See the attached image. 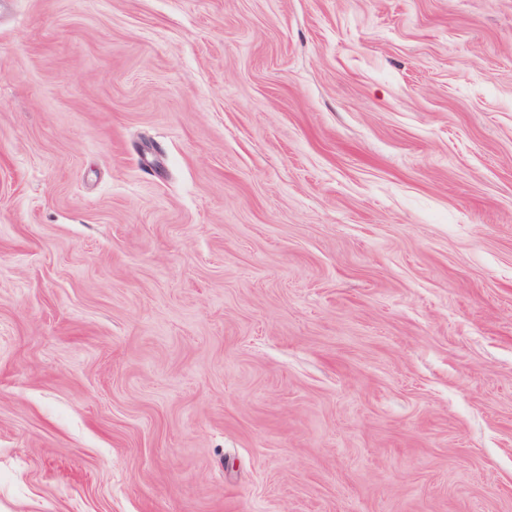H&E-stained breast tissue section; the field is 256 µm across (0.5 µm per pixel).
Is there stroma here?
<instances>
[{"label":"stroma","instance_id":"obj_1","mask_svg":"<svg viewBox=\"0 0 512 512\" xmlns=\"http://www.w3.org/2000/svg\"><path fill=\"white\" fill-rule=\"evenodd\" d=\"M0 512H512V0H0Z\"/></svg>","mask_w":512,"mask_h":512}]
</instances>
